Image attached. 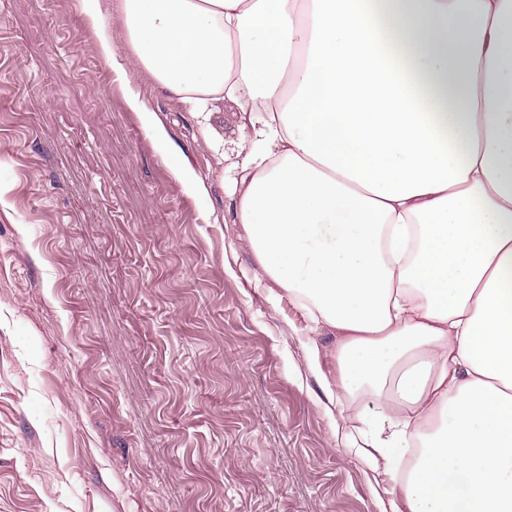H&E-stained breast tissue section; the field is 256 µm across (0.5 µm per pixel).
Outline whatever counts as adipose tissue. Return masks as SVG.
I'll use <instances>...</instances> for the list:
<instances>
[{
  "mask_svg": "<svg viewBox=\"0 0 512 512\" xmlns=\"http://www.w3.org/2000/svg\"><path fill=\"white\" fill-rule=\"evenodd\" d=\"M130 65L248 121L235 215L335 331L393 512H512V0H118Z\"/></svg>",
  "mask_w": 512,
  "mask_h": 512,
  "instance_id": "adipose-tissue-1",
  "label": "adipose tissue"
}]
</instances>
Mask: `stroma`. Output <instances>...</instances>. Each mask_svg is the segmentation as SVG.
<instances>
[{"label": "stroma", "instance_id": "1", "mask_svg": "<svg viewBox=\"0 0 512 512\" xmlns=\"http://www.w3.org/2000/svg\"><path fill=\"white\" fill-rule=\"evenodd\" d=\"M209 110L105 66L79 0H0V512H392L323 389L335 336L256 280L242 114ZM129 104L141 117L143 128L154 146L162 153L169 151L170 138L154 112L149 110L135 93H131Z\"/></svg>", "mask_w": 512, "mask_h": 512}]
</instances>
